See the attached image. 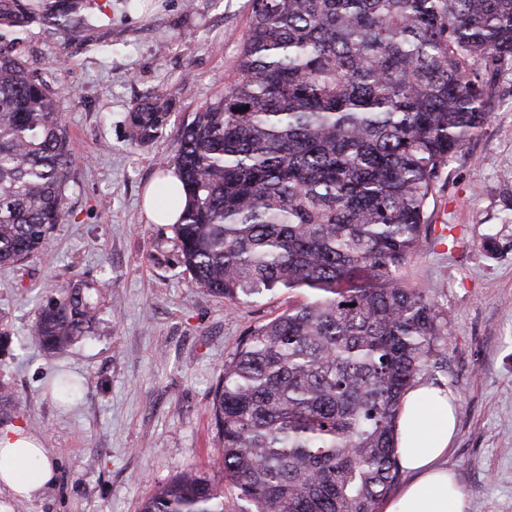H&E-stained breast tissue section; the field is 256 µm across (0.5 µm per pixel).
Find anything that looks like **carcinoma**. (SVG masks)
<instances>
[{
	"label": "carcinoma",
	"mask_w": 512,
	"mask_h": 512,
	"mask_svg": "<svg viewBox=\"0 0 512 512\" xmlns=\"http://www.w3.org/2000/svg\"><path fill=\"white\" fill-rule=\"evenodd\" d=\"M79 8L59 10L62 28L85 23ZM34 16L0 0V265L44 249L70 216V90L62 65L50 83L25 60ZM507 63L512 0H253L233 82L174 157L191 283L230 310L306 293L248 333L215 393L213 455L248 512H376L398 482L400 399L448 336L432 289L402 269ZM162 118L158 101L137 105L131 141ZM157 195L178 208V192ZM100 297L81 280L50 289L29 341L63 353L92 332ZM140 512H224V489L186 467Z\"/></svg>",
	"instance_id": "obj_1"
}]
</instances>
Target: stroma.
Instances as JSON below:
<instances>
[{"label":"stroma","instance_id":"1","mask_svg":"<svg viewBox=\"0 0 512 512\" xmlns=\"http://www.w3.org/2000/svg\"><path fill=\"white\" fill-rule=\"evenodd\" d=\"M56 2L44 0L25 55L44 76L66 67L71 217L45 252L0 266V336L12 341L0 352V385L15 396L0 429L39 437L56 474L29 500L0 487V512H139L188 465L224 487L226 512H245L210 458L214 389L248 332L289 298L231 311L192 287L172 225L151 223L140 202L193 112L233 80L252 0H86L87 24L71 30L55 25ZM497 94L490 121L449 164L428 205L430 235L404 269L433 287L448 322L429 380L458 399L448 464L470 512H512V71ZM154 98L165 107L157 136L131 143L130 113ZM78 279L102 284L100 319L66 354L47 357L23 338L47 290ZM63 372L83 383L66 405L53 390Z\"/></svg>","mask_w":512,"mask_h":512}]
</instances>
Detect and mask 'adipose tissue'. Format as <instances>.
Here are the masks:
<instances>
[{
    "label": "adipose tissue",
    "mask_w": 512,
    "mask_h": 512,
    "mask_svg": "<svg viewBox=\"0 0 512 512\" xmlns=\"http://www.w3.org/2000/svg\"><path fill=\"white\" fill-rule=\"evenodd\" d=\"M457 406L446 386L420 382L402 397L397 418V459L408 480L382 512H468L469 504L448 451L456 433ZM54 476L41 441L27 430H0V485L28 498Z\"/></svg>",
    "instance_id": "1"
}]
</instances>
